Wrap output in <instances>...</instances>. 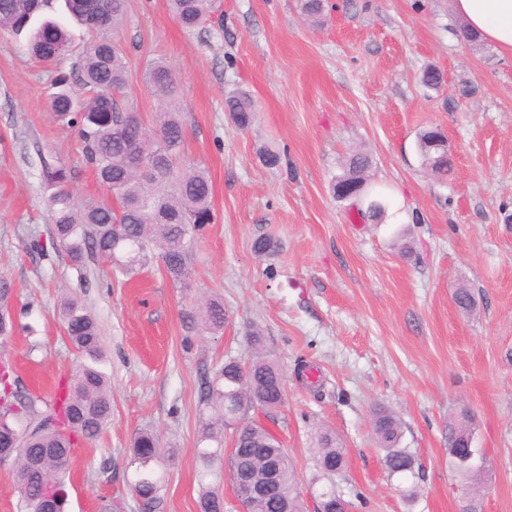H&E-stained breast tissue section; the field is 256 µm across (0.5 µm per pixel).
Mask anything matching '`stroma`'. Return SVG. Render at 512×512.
Masks as SVG:
<instances>
[{
	"label": "stroma",
	"instance_id": "obj_1",
	"mask_svg": "<svg viewBox=\"0 0 512 512\" xmlns=\"http://www.w3.org/2000/svg\"><path fill=\"white\" fill-rule=\"evenodd\" d=\"M218 4L222 26L187 30L166 0H128L117 35L130 60L123 99L152 125L160 103L145 63L164 60L177 78L185 158L212 182L214 219L192 243L186 288L156 258L128 277L95 256L75 268L52 247L47 145L83 167L78 202L112 199L46 105L88 33L72 26V51L53 69L30 57L24 37L0 31V275L15 285L17 322L0 355L27 391L52 397L81 361L59 315L73 296L98 322L112 388L104 432L73 453L67 512H99L106 498L141 512L129 483L133 437L145 428L170 454L156 512H200L201 384L225 360H246L255 327L285 396L251 417L293 462L306 512L329 483L348 512H459L448 430L464 415L486 462L481 512H512V58L464 40L449 0H327L318 25L299 0ZM428 67L444 75L439 90L421 82ZM241 89L256 104L244 130L225 109ZM430 127L453 157L444 180L418 149ZM267 149L280 166L261 162ZM356 150L372 159L385 223H364L333 196ZM260 236L276 252L256 255ZM463 286L476 300L468 314L452 299ZM207 298L224 303L220 332L203 326ZM303 365L319 392L297 378ZM379 408L400 419L417 478L385 470L372 428ZM323 430L345 455L332 476L317 465Z\"/></svg>",
	"mask_w": 512,
	"mask_h": 512
}]
</instances>
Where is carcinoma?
I'll return each mask as SVG.
<instances>
[{
	"label": "carcinoma",
	"instance_id": "cac0c4a2",
	"mask_svg": "<svg viewBox=\"0 0 512 512\" xmlns=\"http://www.w3.org/2000/svg\"><path fill=\"white\" fill-rule=\"evenodd\" d=\"M70 16L90 31L80 53L77 82L60 76L50 94L52 117L78 130L86 165L114 195L116 205L94 203L81 206L72 187L81 170L71 165L54 148L44 163L43 183L49 191L52 240L66 253L72 265L80 268L95 255L118 261L132 272L148 261L156 250L165 271L181 288L189 287L190 246L197 232L212 223V185L206 171L183 157L184 128L173 101L176 77L163 61L146 62L144 77L149 88L166 99L153 129L139 120L134 110L117 99L127 82L128 56L114 34L123 23L127 0H64ZM175 19L193 29L217 12V0H168ZM50 6V0H0V28L16 35L25 34L32 56L46 64H56L71 52L69 34L52 19L34 23V17ZM302 14L318 23L323 17L322 0H300ZM227 111L241 129L254 118L251 95L240 91L226 100ZM419 149L425 167L435 177L448 175L443 133L432 128L423 132ZM370 157L360 151L350 153L336 176L333 192L340 202L360 205L361 220L383 223L387 202L372 194L368 182ZM12 282L0 276V340L14 335L16 321L11 301ZM205 327L213 332L224 329V304L210 300L203 308ZM67 336L87 359L72 380L58 385L52 401L21 389L15 368L0 358V448H11L19 493L20 512H64L68 498L65 474L75 447L81 440L99 436L112 416V391L96 366L101 336L94 317L74 298L60 305ZM251 355L247 362L228 359L207 378L201 399L207 412L201 417V441L221 443L224 429L236 432L235 449L229 458L232 481L243 471H259L265 464L262 451L272 450L281 457V484L288 496V512H304L297 490L294 468L277 438L266 428L249 421L250 411L274 410L283 402V375L269 359L262 334L247 332ZM373 429L386 454L383 466L391 476L416 477L415 459L398 447L401 423L388 410L379 409ZM163 444L151 430H141L133 440L135 465L132 488L141 501L142 512H155L164 488V477L156 467L163 461ZM321 468L334 474L345 459L336 438L322 433L318 438ZM461 487L466 490L462 512H480L475 489L483 482L482 467L456 466ZM320 495L334 512H346V503L334 485ZM200 512H224V499L205 488L200 495Z\"/></svg>",
	"mask_w": 512,
	"mask_h": 512
}]
</instances>
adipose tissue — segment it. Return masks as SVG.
I'll use <instances>...</instances> for the list:
<instances>
[{
  "label": "adipose tissue",
  "mask_w": 512,
  "mask_h": 512,
  "mask_svg": "<svg viewBox=\"0 0 512 512\" xmlns=\"http://www.w3.org/2000/svg\"><path fill=\"white\" fill-rule=\"evenodd\" d=\"M450 6L467 30L512 57V0H451Z\"/></svg>",
  "instance_id": "adipose-tissue-1"
}]
</instances>
